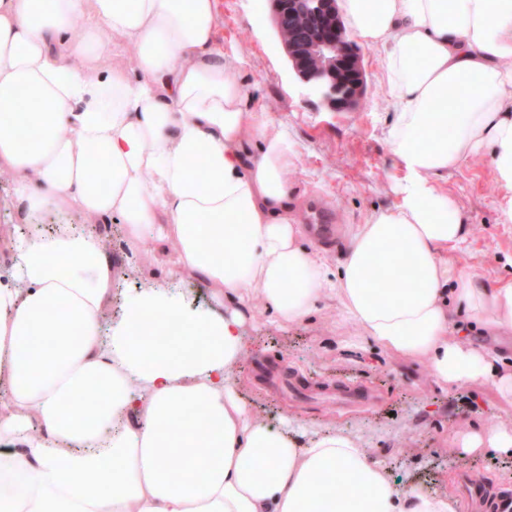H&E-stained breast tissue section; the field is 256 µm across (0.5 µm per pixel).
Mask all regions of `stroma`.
<instances>
[{
  "label": "stroma",
  "instance_id": "1",
  "mask_svg": "<svg viewBox=\"0 0 512 512\" xmlns=\"http://www.w3.org/2000/svg\"><path fill=\"white\" fill-rule=\"evenodd\" d=\"M220 25L246 58L244 75L257 86L256 103L266 107L276 128L294 142L297 156L287 178L306 204H320L332 223L347 231L365 223L376 210L393 206L396 184L406 170L394 163L385 131L394 106L381 90V53L357 39L363 56L366 89L357 108L331 111L288 66L277 39L270 0H220ZM467 218L468 239L459 263L491 282L512 280V224L501 220L507 190L497 182L489 156L468 161L435 181ZM112 252L131 267L118 284L119 294L153 283L193 291L195 310L216 309L210 288L177 263V250L125 240L111 227ZM247 332L253 343L234 377L239 391L262 418L291 415L309 427L336 424L388 466L392 481L447 493L461 476L512 489V457L463 454L464 433L495 425L512 428V404L494 385L476 383L445 389L420 358H401L376 345L357 351L349 341L363 331L342 318L335 301L319 304L304 323L277 324L261 297H253ZM341 385L366 388L372 400L361 410L339 411L321 401Z\"/></svg>",
  "mask_w": 512,
  "mask_h": 512
}]
</instances>
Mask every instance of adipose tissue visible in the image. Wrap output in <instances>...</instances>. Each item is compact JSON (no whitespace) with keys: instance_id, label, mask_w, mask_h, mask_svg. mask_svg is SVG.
<instances>
[{"instance_id":"1","label":"adipose tissue","mask_w":512,"mask_h":512,"mask_svg":"<svg viewBox=\"0 0 512 512\" xmlns=\"http://www.w3.org/2000/svg\"><path fill=\"white\" fill-rule=\"evenodd\" d=\"M341 9L382 51L396 107L386 143L409 178L350 231L335 272L301 244L295 145L255 104L218 0H0V174L28 219L0 238L12 255L0 265V512H456L393 483L340 428L259 417L231 380L254 295L287 324L328 299L438 384L487 382L512 403V359L456 325L462 314L489 336L512 331V283L458 263L468 229L433 182L487 153L512 191V0ZM119 44L137 48L134 70L102 67ZM47 213L60 220L49 236ZM115 220L131 242H176L234 308L194 314L187 294L151 285L105 319L117 263L93 227ZM460 446L507 455L512 430Z\"/></svg>"}]
</instances>
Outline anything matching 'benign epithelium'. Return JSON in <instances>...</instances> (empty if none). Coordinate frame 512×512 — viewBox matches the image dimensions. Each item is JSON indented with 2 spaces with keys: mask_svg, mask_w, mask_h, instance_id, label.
Masks as SVG:
<instances>
[{
  "mask_svg": "<svg viewBox=\"0 0 512 512\" xmlns=\"http://www.w3.org/2000/svg\"><path fill=\"white\" fill-rule=\"evenodd\" d=\"M271 16L295 75L331 109L354 108L364 94L365 71L338 0H271Z\"/></svg>",
  "mask_w": 512,
  "mask_h": 512,
  "instance_id": "obj_1",
  "label": "benign epithelium"
}]
</instances>
